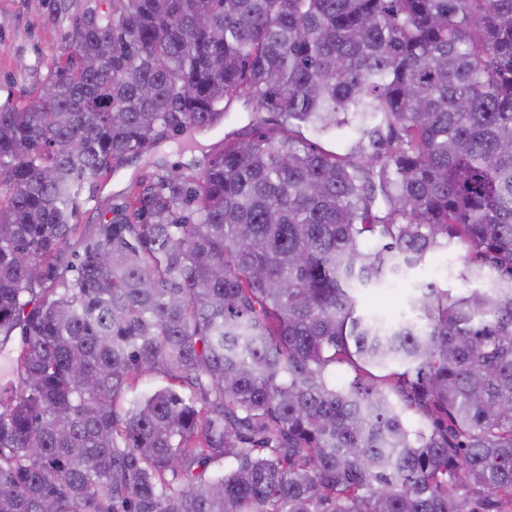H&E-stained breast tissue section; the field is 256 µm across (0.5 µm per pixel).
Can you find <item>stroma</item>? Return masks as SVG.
I'll return each instance as SVG.
<instances>
[{
  "label": "stroma",
  "instance_id": "stroma-1",
  "mask_svg": "<svg viewBox=\"0 0 512 512\" xmlns=\"http://www.w3.org/2000/svg\"><path fill=\"white\" fill-rule=\"evenodd\" d=\"M89 8L99 13L112 11V0H0V105L35 98L37 90L67 54L70 33L77 18ZM275 114H249L242 103H234L228 118L216 129L196 134L194 148L181 149L177 140H163L151 154L130 158L112 171L84 185L75 221L89 226L100 223L111 208L123 204L132 184L152 173L190 171L192 165L206 164L225 139L247 134L255 128L276 126ZM465 251L457 244L430 255L411 270L401 283L360 290L358 310L385 318L406 309L413 288L433 282L451 293L472 288L463 279Z\"/></svg>",
  "mask_w": 512,
  "mask_h": 512
}]
</instances>
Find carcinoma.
I'll list each match as a JSON object with an SVG mask.
<instances>
[{"instance_id":"1","label":"carcinoma","mask_w":512,"mask_h":512,"mask_svg":"<svg viewBox=\"0 0 512 512\" xmlns=\"http://www.w3.org/2000/svg\"><path fill=\"white\" fill-rule=\"evenodd\" d=\"M119 2L0 107V512L512 503V0ZM237 98L281 125L75 222L85 183ZM352 119L346 154L293 136ZM452 242L488 287L357 312ZM22 339L21 332L17 329L12 337L11 344L8 345L5 351H0V387L6 382H13L17 385L18 376L16 373H12L11 358L16 357L21 349ZM10 352L11 354H8Z\"/></svg>"}]
</instances>
